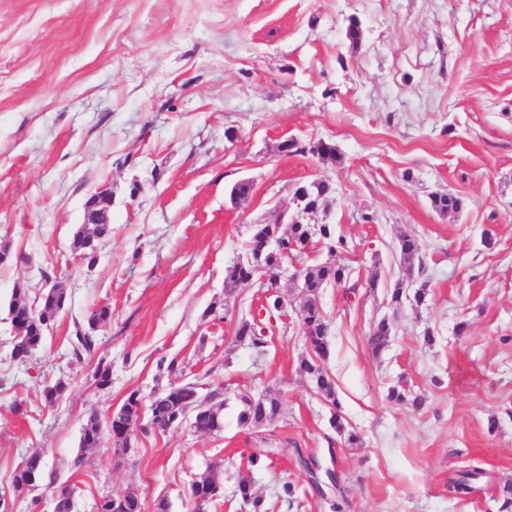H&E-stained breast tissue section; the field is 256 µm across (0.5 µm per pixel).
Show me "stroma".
Masks as SVG:
<instances>
[{"mask_svg":"<svg viewBox=\"0 0 512 512\" xmlns=\"http://www.w3.org/2000/svg\"><path fill=\"white\" fill-rule=\"evenodd\" d=\"M292 139L330 141L339 158L287 152ZM314 179L336 186L318 222L349 244V282L318 299L355 448L299 371L301 280L281 279L285 312L262 352L235 330L264 290L224 287L254 225L292 211L296 186ZM241 181L252 192L236 206ZM102 186L112 233L90 266L69 245ZM435 193L463 209L437 213ZM406 234L421 244L422 272L400 262ZM1 251L0 494L12 512H52L57 484L73 488L74 512L130 490L151 510L187 512L211 468L223 493L204 512H252L237 494L243 476L263 512H332L301 453L335 465L342 512H497L512 481V0H0ZM51 280L68 307L20 366L9 303ZM399 285L427 286L425 304L393 309ZM104 303L99 354L112 384L101 390L94 361H72L67 339ZM385 317L392 331L375 355L367 336ZM201 375L224 388L220 433L184 425L124 448L107 436L81 454L90 414L106 419L130 390L148 398ZM60 380L64 392L43 407L44 387ZM394 387L423 394L422 408L390 402ZM244 395L277 398V420L240 426ZM36 448L46 471L14 490ZM471 465L485 471L481 492L453 498L449 476Z\"/></svg>","mask_w":512,"mask_h":512,"instance_id":"35a3bbf8","label":"stroma"}]
</instances>
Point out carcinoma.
Returning a JSON list of instances; mask_svg holds the SVG:
<instances>
[{
  "mask_svg": "<svg viewBox=\"0 0 512 512\" xmlns=\"http://www.w3.org/2000/svg\"><path fill=\"white\" fill-rule=\"evenodd\" d=\"M309 151L321 160L334 161L337 158V148L331 142L314 143ZM296 191L306 198L310 212L318 213L325 208L326 203L336 194V187L329 182H310L300 185ZM431 206L439 213L458 212L462 209L461 198L452 194L431 195ZM112 233L110 224H83L74 233L70 242L71 254L81 261L92 265L95 263L94 251L90 245L92 237L104 238ZM322 243L328 252L329 260L316 265H305L299 269L303 278L306 299L298 311V323L308 341V352L299 364V370L316 383L319 391L330 400L333 406L331 425L337 431H343L341 423L340 404L336 401L334 383L324 368L328 357L327 343L328 321L317 302L320 289L329 284L346 282L351 276V269L342 262V254L349 249L347 241L336 236V230L330 224H311L304 219L288 223V232L281 231L279 224H257L251 232L245 253L231 269L226 287L230 290L239 285H247L253 281H263L270 287L277 282L284 263L292 258L302 257L314 242ZM399 255L407 268L422 262L421 247L417 239L410 235L401 237ZM426 289L419 288L413 295H408L401 287H396L391 293V303L399 308L409 302L417 306L425 301ZM69 295L61 284L55 283L40 297V304L29 301L27 292L17 289L9 304L11 324L16 325L22 335L15 337L11 358L20 366L28 365L32 356L43 345L46 331L56 318L68 307ZM112 308L102 305L93 311L88 319V326L75 324V329L68 338V354L71 359L81 361L92 356L99 349L101 341L97 331L102 323L110 320ZM391 326L386 321L378 322L368 337V345L377 354L387 344ZM236 336L248 342L253 348L262 351L267 346L264 328L253 321L242 320L238 324ZM92 379L99 389H106L112 384L111 366L100 361L92 372ZM208 384L198 378L194 381L174 384L166 389L155 392L149 406L148 416L152 423L141 433L164 434L174 430L171 426L170 412L178 408L191 410V426L200 433H212L219 430L224 422V401L216 390L209 392L207 398L200 396V390ZM143 398L137 390L130 391L115 417L130 421L137 418L142 410ZM279 414V401L276 398L265 397L251 400L244 395L241 397L239 422L244 426H252L260 422H270ZM103 439L102 430L97 416L93 415L83 428L79 447L81 449L98 448ZM46 467L45 454L42 450H34L14 471L12 483L14 489L34 486V481L42 476ZM485 472L480 468H472L459 472L448 479V492L455 498L466 499L472 495L479 485ZM238 492L242 500L250 503L254 512H260L261 501L253 492L252 483L242 478L238 483Z\"/></svg>",
  "mask_w": 512,
  "mask_h": 512,
  "instance_id": "1",
  "label": "carcinoma"
}]
</instances>
